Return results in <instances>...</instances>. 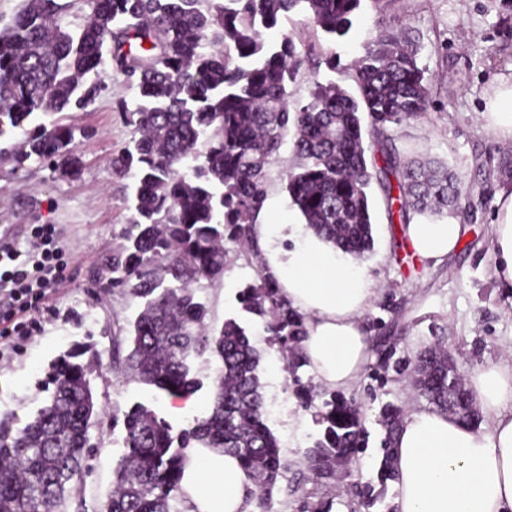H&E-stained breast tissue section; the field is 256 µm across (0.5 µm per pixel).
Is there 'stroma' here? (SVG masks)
<instances>
[{"instance_id": "obj_1", "label": "stroma", "mask_w": 512, "mask_h": 512, "mask_svg": "<svg viewBox=\"0 0 512 512\" xmlns=\"http://www.w3.org/2000/svg\"><path fill=\"white\" fill-rule=\"evenodd\" d=\"M383 25L418 41V62L432 89L424 115L391 126L397 151L404 159L429 155L447 162L462 188L481 198L482 205L472 216L463 208L455 211V218L467 227L459 250L439 260L418 258L410 263L402 257L401 236L388 219L383 194L372 187L374 248L363 266L376 294L363 324L368 337L385 338L390 359L382 361L377 351H370L360 380L343 392L363 414L368 444L347 467L337 470L335 478L311 477L301 481L296 492L274 493L270 512H299L304 500L328 504L330 512H356L360 489L378 482L384 437L380 409L388 403L407 411L428 408V401L412 387L413 366L437 340H444L464 376L512 352V296L497 288L490 249L496 196L503 186L493 169L502 153L512 152V142H500L481 119L491 87L500 77L512 75V11L504 10L503 0H395L382 19L366 8L349 35L335 45L342 64L361 55L370 34ZM121 94L134 96L133 90L118 86L87 111L71 113V123L83 131L76 139L84 162L78 175L65 176L35 161L18 171L0 163V233L22 247L33 225L53 224L72 257L69 279L43 314V332L21 356L0 362V421L14 430L46 404L52 364L75 347L100 355L91 384L104 411L124 410L139 401L174 425L186 421L171 414L173 398L124 382L108 357L113 323L133 318L138 307L128 297L95 286L132 216L126 187L113 180L110 166L112 155L131 138L129 127L113 110L114 98ZM253 274L244 258L233 259L224 280L205 284L198 295L214 325L243 317L261 352L268 424L283 453L299 466L323 432L317 414L330 393L316 384L309 369L295 376L287 373L282 353L261 323L242 315L236 294ZM298 378L312 387L311 405H303L296 394ZM89 438L94 451L83 480L74 487L70 512H98L112 490L121 434L107 426L91 430Z\"/></svg>"}]
</instances>
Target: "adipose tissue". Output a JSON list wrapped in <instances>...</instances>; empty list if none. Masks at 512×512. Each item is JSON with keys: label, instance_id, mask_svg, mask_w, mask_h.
Wrapping results in <instances>:
<instances>
[{"label": "adipose tissue", "instance_id": "ef3b65f1", "mask_svg": "<svg viewBox=\"0 0 512 512\" xmlns=\"http://www.w3.org/2000/svg\"><path fill=\"white\" fill-rule=\"evenodd\" d=\"M484 126L497 139L512 141V79L501 78L487 96ZM267 272L305 317L301 347L317 381L336 390L353 385L369 353L360 319L375 295L361 266L307 225H282L277 211L256 227ZM463 225L412 224L409 242L425 258L457 251ZM289 235L296 249L275 248ZM490 247L499 290L512 293V187L497 195ZM467 386L482 415L480 426L423 409L407 415L395 435L392 465L396 512H512V359L474 371ZM189 512H256L253 484L230 454L196 448L181 482Z\"/></svg>", "mask_w": 512, "mask_h": 512}]
</instances>
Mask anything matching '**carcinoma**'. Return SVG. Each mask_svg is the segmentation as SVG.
Returning a JSON list of instances; mask_svg holds the SVG:
<instances>
[{"label":"carcinoma","mask_w":512,"mask_h":512,"mask_svg":"<svg viewBox=\"0 0 512 512\" xmlns=\"http://www.w3.org/2000/svg\"><path fill=\"white\" fill-rule=\"evenodd\" d=\"M381 18L393 0H21L0 24V159L17 168L38 161L77 174L76 127L65 111H82L116 79L136 91L114 100L131 140L112 156V178L133 180L131 224L105 260L100 278L138 301L134 319L112 328V370L170 397L203 388L191 359L210 351L219 365L206 413L183 428L136 402L112 412L123 452L101 512H180L177 493L194 448L236 456L255 486L257 508L269 512L274 489L300 473L284 457L268 425L260 356L236 317L208 321L195 285L224 279L232 259L256 260L237 293L241 310L259 318L296 376L306 365L305 318L267 275L255 227L273 169L288 147L293 164L280 171L288 206L316 236L359 262L374 247L369 188L377 182L389 217L448 215L462 190L435 160H402L384 141L387 127L421 116L431 86L418 48L382 29L343 71L356 92L313 79L304 99L289 90L298 73L334 70L336 51L309 44L283 21L302 16L304 29L345 37L364 3ZM74 13L83 22L74 23ZM276 29L278 37L265 33ZM109 56L111 70L102 68ZM53 114L50 123L40 117ZM370 133L383 164L368 160ZM21 140H16V137ZM72 349L52 366L49 400L25 427L0 430V512H68L71 489L89 453V431L102 423L91 362ZM416 389L434 407L476 424L469 390L448 368L438 342L417 359ZM402 409H381L385 429L378 481L395 478L392 442ZM322 437L305 452L307 470L331 479L367 445L360 411L336 398L323 402Z\"/></svg>","instance_id":"cac0c4a2"}]
</instances>
